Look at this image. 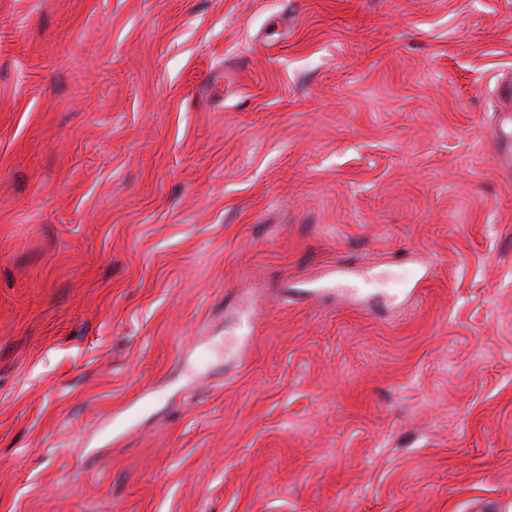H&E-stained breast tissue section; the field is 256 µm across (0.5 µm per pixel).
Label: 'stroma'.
Wrapping results in <instances>:
<instances>
[{
	"label": "stroma",
	"mask_w": 512,
	"mask_h": 512,
	"mask_svg": "<svg viewBox=\"0 0 512 512\" xmlns=\"http://www.w3.org/2000/svg\"><path fill=\"white\" fill-rule=\"evenodd\" d=\"M512 0H0V512H512Z\"/></svg>",
	"instance_id": "1"
}]
</instances>
